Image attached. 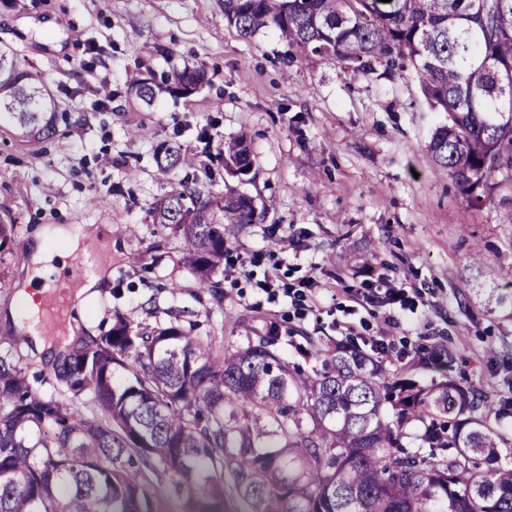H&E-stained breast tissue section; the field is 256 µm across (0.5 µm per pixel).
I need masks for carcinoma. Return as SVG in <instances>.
<instances>
[{
    "label": "carcinoma",
    "mask_w": 512,
    "mask_h": 512,
    "mask_svg": "<svg viewBox=\"0 0 512 512\" xmlns=\"http://www.w3.org/2000/svg\"><path fill=\"white\" fill-rule=\"evenodd\" d=\"M224 19L250 40L269 33L303 54L366 78L410 67L428 107L445 115L429 141L434 164L471 202L512 167V0H223ZM204 72L186 68L169 91L195 92ZM146 105L154 82L132 86ZM63 116L40 79L0 50V124L47 138ZM159 170L194 157L165 142ZM224 174L252 180L246 135L224 143ZM229 186L203 194L185 175L155 205L153 221L184 239L183 264L216 299L224 245L238 226L264 219ZM193 321H136L119 313L54 374L93 415L38 394L0 353V512H154L144 470L163 466L190 512H224L230 483L243 512H512V441L453 378L423 386L353 338L328 350L297 343L320 365L279 352L272 327L216 351Z\"/></svg>",
    "instance_id": "1"
}]
</instances>
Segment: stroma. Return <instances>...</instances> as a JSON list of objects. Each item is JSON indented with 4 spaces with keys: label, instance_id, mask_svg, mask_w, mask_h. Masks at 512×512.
Here are the masks:
<instances>
[{
    "label": "stroma",
    "instance_id": "stroma-1",
    "mask_svg": "<svg viewBox=\"0 0 512 512\" xmlns=\"http://www.w3.org/2000/svg\"><path fill=\"white\" fill-rule=\"evenodd\" d=\"M6 47L69 118L49 140L0 127V224L14 227L0 253V350L33 389L63 399L53 365L64 340L89 343L117 312L194 321L219 350L275 325L288 354L292 339L323 347L351 322L361 337L406 350L392 366L420 384L450 376L474 388L512 438L502 412L512 400V188L475 206L436 168L428 145L444 117L413 71L368 79L269 34L243 40L223 0H0ZM187 67L206 73L196 93L129 104L132 82ZM242 133L256 158L245 190L270 211L228 243L218 300L184 267L182 237L152 221L170 189L153 149H188L199 189L219 192L224 171L211 159ZM58 224L109 230L112 244L97 253L103 277L74 315L79 331H60L41 353L16 284L37 230ZM477 242L489 258L482 273L469 264ZM388 283L404 301L357 302L355 289ZM493 286L505 303L490 313L476 291ZM434 346L451 353L452 369L414 364L413 352Z\"/></svg>",
    "mask_w": 512,
    "mask_h": 512
}]
</instances>
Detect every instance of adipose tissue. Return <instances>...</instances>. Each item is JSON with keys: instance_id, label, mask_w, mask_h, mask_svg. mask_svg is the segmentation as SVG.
Wrapping results in <instances>:
<instances>
[{"instance_id": "obj_1", "label": "adipose tissue", "mask_w": 512, "mask_h": 512, "mask_svg": "<svg viewBox=\"0 0 512 512\" xmlns=\"http://www.w3.org/2000/svg\"><path fill=\"white\" fill-rule=\"evenodd\" d=\"M44 240L32 257V268L24 282L23 288L17 292L18 304L23 307L29 317H37L40 312V290L36 288V282L48 278L55 270L53 264L54 253L48 242L52 239L65 241L69 251H89L93 245V238L85 233L64 226L46 228L41 232Z\"/></svg>"}]
</instances>
